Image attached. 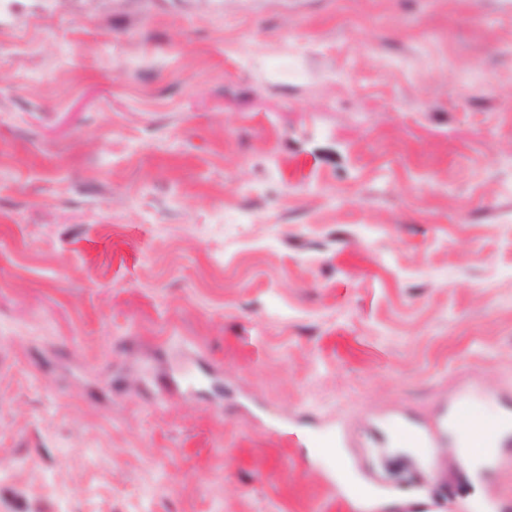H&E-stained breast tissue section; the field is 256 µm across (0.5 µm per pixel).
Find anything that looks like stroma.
Segmentation results:
<instances>
[{"label":"stroma","instance_id":"stroma-1","mask_svg":"<svg viewBox=\"0 0 512 512\" xmlns=\"http://www.w3.org/2000/svg\"><path fill=\"white\" fill-rule=\"evenodd\" d=\"M512 402V0H0V512H343ZM429 490H490L442 440ZM387 438L395 447L414 448L417 453L427 455L429 448L439 447L434 435L423 427H415L402 420L389 427ZM310 444L312 448H316L314 451L315 456L321 459H328L330 456H333V452L336 450L337 466L341 467L343 465L336 449L342 448L340 425L336 427L329 426L321 430L310 439ZM351 478L359 488V492H353L350 488L348 479ZM330 486L332 491L343 503L345 510L356 512V502L359 500H368L373 498V489L384 490L385 494L390 488L378 482H366L356 480L349 471H336V466L331 472Z\"/></svg>","mask_w":512,"mask_h":512}]
</instances>
